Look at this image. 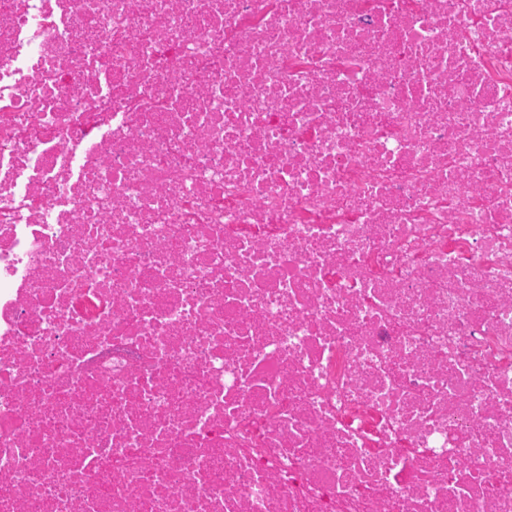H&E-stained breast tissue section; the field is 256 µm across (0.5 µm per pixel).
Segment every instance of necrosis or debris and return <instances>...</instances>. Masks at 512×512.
Instances as JSON below:
<instances>
[{
  "instance_id": "necrosis-or-debris-1",
  "label": "necrosis or debris",
  "mask_w": 512,
  "mask_h": 512,
  "mask_svg": "<svg viewBox=\"0 0 512 512\" xmlns=\"http://www.w3.org/2000/svg\"><path fill=\"white\" fill-rule=\"evenodd\" d=\"M0 512H512V0H0Z\"/></svg>"
}]
</instances>
